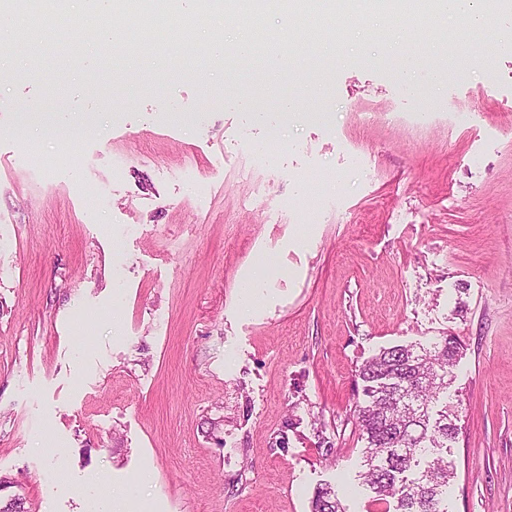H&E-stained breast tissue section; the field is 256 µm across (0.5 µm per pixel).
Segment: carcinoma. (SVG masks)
I'll return each mask as SVG.
<instances>
[{"instance_id":"obj_1","label":"carcinoma","mask_w":512,"mask_h":512,"mask_svg":"<svg viewBox=\"0 0 512 512\" xmlns=\"http://www.w3.org/2000/svg\"><path fill=\"white\" fill-rule=\"evenodd\" d=\"M461 344L443 336L426 345L382 349L359 367L363 399L356 423L365 437L362 483L394 512H447L443 503L456 472L448 448L459 435L448 405ZM311 512H346L338 490L321 487Z\"/></svg>"}]
</instances>
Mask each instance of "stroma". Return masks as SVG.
<instances>
[{"mask_svg": "<svg viewBox=\"0 0 512 512\" xmlns=\"http://www.w3.org/2000/svg\"><path fill=\"white\" fill-rule=\"evenodd\" d=\"M185 9L180 39L107 63L89 26L54 30L42 76L0 79V501L91 512L106 484L111 512H310L328 484L386 512L357 480V370L448 335V512H512V12L455 42L422 10L326 8L270 91L262 54L238 85L199 54L244 19Z\"/></svg>", "mask_w": 512, "mask_h": 512, "instance_id": "obj_1", "label": "stroma"}]
</instances>
